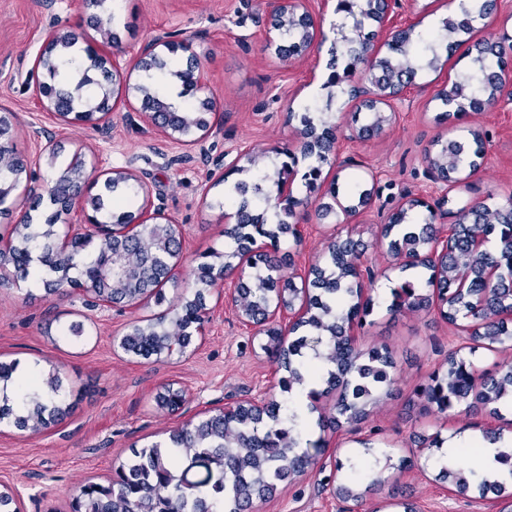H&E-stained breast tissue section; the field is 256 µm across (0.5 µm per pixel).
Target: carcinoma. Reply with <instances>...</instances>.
<instances>
[{"instance_id": "1", "label": "carcinoma", "mask_w": 512, "mask_h": 512, "mask_svg": "<svg viewBox=\"0 0 512 512\" xmlns=\"http://www.w3.org/2000/svg\"><path fill=\"white\" fill-rule=\"evenodd\" d=\"M486 0H475L471 9L463 10L465 19L454 26L457 33H468L471 23L487 15ZM448 38V33L433 34L411 39L407 34L396 42L395 57L385 58L375 65L380 75L377 83L410 77L424 61L434 64L438 41ZM288 50L295 52L305 45L304 27L288 26ZM75 36L64 37L52 43L44 52L37 67L47 74L44 86L51 91L52 101L60 104L65 115L76 120L91 121L95 114L109 111L111 83L105 63L88 47L83 48L85 58L72 56L77 45ZM179 45L172 44L168 54L141 68L144 75L156 71L158 78L180 84L184 91L193 93L195 86L189 68L181 67L174 59ZM502 46L498 42L477 48L472 69L465 73L468 84L455 81L439 92L436 99L445 106L468 104L479 110L483 93L493 96L498 89L497 73L492 66L502 68ZM137 91L146 103L157 109L167 106L155 84L139 83ZM208 99L197 98L189 102L187 112H161L160 119L171 133L189 137L207 127L205 111ZM10 127V117L0 115V206L5 205L12 193L23 183L27 164L17 155L11 141L5 138ZM476 149L468 153L465 145L449 139L430 156L443 176L455 175L466 166L476 163L471 156H479L483 143L473 136ZM58 153L52 152L48 165L59 169L60 175L51 193L52 204L60 209L68 205V193L82 178L81 157L75 155L64 165H57ZM127 178L119 175L106 179L105 191L93 198L90 204L101 219L95 223L131 224L135 212H113L117 205L114 193L121 192L127 205L138 199L134 188L120 189ZM265 175L252 185L236 184L227 199L234 203L242 198L237 208L239 221L227 229L225 236L231 241L230 251L214 255L216 261L200 267V282L210 285L214 275L232 267L240 256L244 243L257 237L276 238L288 232L289 224L280 219L269 224V213L291 215L302 205L292 198L280 202ZM484 228L485 233L498 230L494 248H484L474 253L467 248L471 232ZM16 238L10 252L0 254V264H11L22 275L38 264V277L48 295L58 293L65 286L80 287L88 284L92 292L111 300L123 301L139 296L141 291L152 292L161 285V272L172 251L176 249V228L159 224L144 228L138 239L118 248L84 240L68 255L56 253L55 239L58 231L52 219L44 224H18ZM432 223L410 224L407 212L400 211L385 225L383 236L389 239V250L396 255L405 254L408 269L423 268L431 271L427 279L417 272L393 289L390 310H421L438 299V312L444 320L455 324L461 319L481 321L484 326L474 330L471 340L476 345L492 350L512 343V326L503 320H492L499 311L512 308V198L494 208L486 207L478 215H462L453 238L448 240L447 261L436 265L424 256L430 249ZM362 252L361 243L350 237L335 240L327 250L324 265L311 268L310 285L318 294L309 297V315L298 321L291 332L301 328L306 334L286 342L278 341V361L287 373L282 380L286 392L304 383L314 371L315 362L331 367L325 383L340 390L336 402V415L322 416L318 425L322 429H336L345 424L357 425L369 415L370 408L384 395L392 384L390 370L394 368L391 354L385 349L370 348L358 351L346 344V328L360 311L361 288L354 281L357 272L354 262ZM495 264L500 269V282L489 287L484 281V269ZM278 260L269 254L256 256L250 266L249 280L241 294V307L245 312L260 316L270 306L293 305L303 289L285 282L274 292L269 285L275 280ZM433 287L438 295L426 291ZM205 309L204 290L199 289L193 298L180 308L159 315L145 325L135 324L123 339L122 348L144 359L168 356L182 352L190 343L188 329L201 323ZM419 396L440 410L465 405L466 411L478 412L492 408L496 414L504 400L512 399V364L504 365L497 377L474 382L472 366L463 356H448V366L441 376L434 377L421 388ZM68 404L62 391L58 372L40 374L36 383L19 381L18 363L0 362V423L17 430L37 431L57 421L66 414ZM288 408L273 404L270 413L261 415L249 407L241 408L231 419L217 414L197 425L173 432L169 443L163 447L155 444L133 452L120 464L116 478L108 484L88 482L82 484L72 500V512H252L254 501L270 498L279 483L302 472L314 464L320 453V440L301 436L295 428L296 416L287 415ZM202 457L210 460L205 473L188 478L194 468L193 461ZM367 475V471L353 465L345 474V482L336 487L344 500H358L353 486ZM439 476L450 479L460 494L475 490L484 496L491 492L498 497H512V483L503 481L492 472L478 474L460 467L455 471L446 468Z\"/></svg>"}]
</instances>
